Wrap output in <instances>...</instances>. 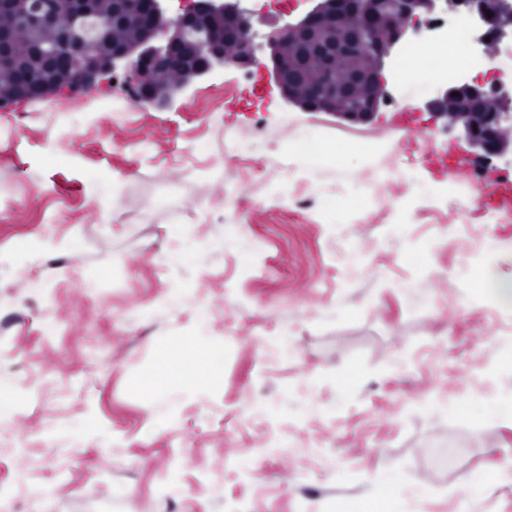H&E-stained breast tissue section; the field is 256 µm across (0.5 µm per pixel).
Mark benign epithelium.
Here are the masks:
<instances>
[{"instance_id":"obj_1","label":"benign epithelium","mask_w":512,"mask_h":512,"mask_svg":"<svg viewBox=\"0 0 512 512\" xmlns=\"http://www.w3.org/2000/svg\"><path fill=\"white\" fill-rule=\"evenodd\" d=\"M141 5V12L152 22L144 26L139 41L134 45H105L107 30L132 19L129 4ZM165 0H112L109 22L99 15L95 0H29V10L18 16L20 25L33 35L32 55L48 64L61 48L74 57L72 73L47 80L45 70L37 68L33 83L44 95L62 89L73 92L96 87L105 77L117 72L129 57L137 56V99L152 106L167 107L188 86L180 81L167 89H154V75L172 70L178 65L175 49L183 42L195 44L203 58L193 76L202 77L216 69L249 68L264 54V71L276 86L281 99L307 109L323 106V87L336 97L345 95V89L332 84L336 57L346 53L369 56L374 63V74L355 76V80L373 85L372 93L354 111L336 109V116L358 123L373 121L380 107L393 99L386 89L382 72L393 49L402 43L414 21L424 12L447 13L470 20L477 30L476 46L480 54L493 60L491 43L512 36V0H318L317 5L294 23L271 35L263 44H255L249 37L252 12L241 6V0H195L188 10L170 17L164 8ZM492 17H486V13ZM325 15L336 19V36L319 40L316 32ZM224 21L225 31L237 44V51L227 52L224 43L215 42L210 34V22ZM385 23V35L375 34L374 22ZM45 27H52L59 42L48 44L39 37ZM14 31L10 26L0 27V68L14 65L11 44ZM294 47V62L304 68L317 64L321 68L323 84L309 88V95L299 97L288 85V72L282 62V53ZM456 96L459 107L448 110V97ZM480 109L475 110L472 104ZM418 110L442 122L445 128L456 129L469 151L479 158L502 157L512 153V81L460 79L447 84L427 99Z\"/></svg>"}]
</instances>
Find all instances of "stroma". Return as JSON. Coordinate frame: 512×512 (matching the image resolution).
I'll use <instances>...</instances> for the list:
<instances>
[{"instance_id":"35a3bbf8","label":"stroma","mask_w":512,"mask_h":512,"mask_svg":"<svg viewBox=\"0 0 512 512\" xmlns=\"http://www.w3.org/2000/svg\"><path fill=\"white\" fill-rule=\"evenodd\" d=\"M135 70L0 108V489L54 512H393L389 469L426 512H512L496 171L427 113L399 131L402 102L355 123L265 96L259 131L239 70L167 109L133 102ZM298 144L381 150L348 181L298 174ZM445 151L467 176L430 165ZM187 237L195 257L162 263ZM184 337L222 384L142 387ZM451 436L461 467L434 474Z\"/></svg>"}]
</instances>
